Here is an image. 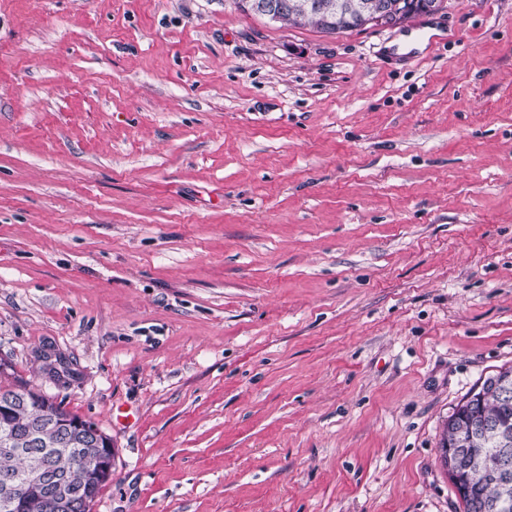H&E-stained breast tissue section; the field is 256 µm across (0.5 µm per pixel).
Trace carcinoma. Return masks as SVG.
<instances>
[{
    "label": "carcinoma",
    "mask_w": 512,
    "mask_h": 512,
    "mask_svg": "<svg viewBox=\"0 0 512 512\" xmlns=\"http://www.w3.org/2000/svg\"><path fill=\"white\" fill-rule=\"evenodd\" d=\"M286 7L285 23L309 24L326 34H342L370 25L360 11L364 0H280ZM508 379L512 369L505 368L488 377L473 396L464 401L448 418L442 447L448 478L461 501L463 512H512V487L500 484L498 459L503 442L512 449V395L503 400L499 383ZM25 391L12 415L0 420V440L9 437L15 451L0 450V512H54L45 495V487L31 481L34 473L44 482L66 486L71 496L70 512H86L82 504L95 501L105 485L93 481L81 466L86 452L69 436L65 423L78 416L51 403L56 420H45L34 401L35 389L21 381L0 380V395ZM490 427L478 430L483 422Z\"/></svg>",
    "instance_id": "1"
}]
</instances>
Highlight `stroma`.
I'll return each instance as SVG.
<instances>
[{
    "mask_svg": "<svg viewBox=\"0 0 512 512\" xmlns=\"http://www.w3.org/2000/svg\"><path fill=\"white\" fill-rule=\"evenodd\" d=\"M0 360L111 437L91 512H463L444 427L512 367V0L337 35L0 0Z\"/></svg>",
    "mask_w": 512,
    "mask_h": 512,
    "instance_id": "1",
    "label": "stroma"
}]
</instances>
